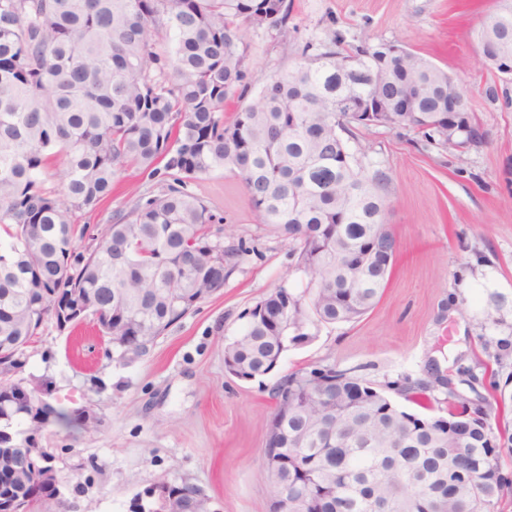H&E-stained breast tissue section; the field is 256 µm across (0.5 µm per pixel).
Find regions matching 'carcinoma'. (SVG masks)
Masks as SVG:
<instances>
[{"label":"carcinoma","instance_id":"cac0c4a2","mask_svg":"<svg viewBox=\"0 0 512 512\" xmlns=\"http://www.w3.org/2000/svg\"><path fill=\"white\" fill-rule=\"evenodd\" d=\"M288 0H0V376L48 320L63 331L99 315L105 336H135L121 354L139 357L227 277L224 218L189 190L215 171L238 174L261 221L290 239L306 288L281 284L246 312L228 344L236 370L266 374L295 342L325 324L353 322L374 308L391 267L343 265L370 240L392 253L385 222L388 177L368 173L350 152L353 130L368 124L343 106L378 94L390 107L416 99L417 111L390 113V127L428 143L443 122L448 87L471 110L469 90L412 50L371 55L340 48L333 38L312 54L303 46L288 69L224 123V99L247 77L240 30L274 35L288 24ZM171 47L159 56V37ZM479 45L512 57V0H497L477 29ZM477 94L488 106L512 107V92L492 75ZM138 167L166 182L164 190L119 213L104 241L79 250L84 230L75 210H95L112 193L117 173ZM286 300L275 326L260 307ZM400 389L431 410L448 390L446 437L433 416L400 409L387 395ZM276 399L293 408L280 417V477L290 512H491L512 488L496 434L512 444V422L472 416L451 380L410 387L377 384L356 368L314 367L290 373ZM18 512H61L60 499L38 492L23 469Z\"/></svg>","mask_w":512,"mask_h":512}]
</instances>
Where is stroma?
Masks as SVG:
<instances>
[{
    "mask_svg": "<svg viewBox=\"0 0 512 512\" xmlns=\"http://www.w3.org/2000/svg\"><path fill=\"white\" fill-rule=\"evenodd\" d=\"M287 29L271 36L242 31L248 88L224 102L232 121L257 96L265 76L287 69L304 44L341 34L345 46L400 43L461 79L481 80L473 32L495 0H290ZM471 104L487 143L465 151L429 144L407 130L357 131L349 146L367 171L389 178L386 222L398 241L388 284L376 306L356 322L326 325L290 348L270 373L244 381L226 373L224 342L243 314L277 286L301 288L288 239L260 223L240 178L205 176L192 191L223 216L224 245L240 248L222 292L203 300L135 359L100 338L92 324L74 333L47 324L19 373L28 387L68 409L92 408L97 428H50L68 512H158L162 483L201 488L210 512H269L271 481L262 464L273 390L301 368L360 367L378 383L428 381L437 362L456 393L489 415L512 417V108ZM159 180L128 169L111 197L74 221L98 245L111 215L160 192ZM455 300L454 310L441 305ZM493 317L487 340L474 326ZM503 387L507 405L493 398Z\"/></svg>",
    "mask_w": 512,
    "mask_h": 512,
    "instance_id": "1",
    "label": "stroma"
}]
</instances>
